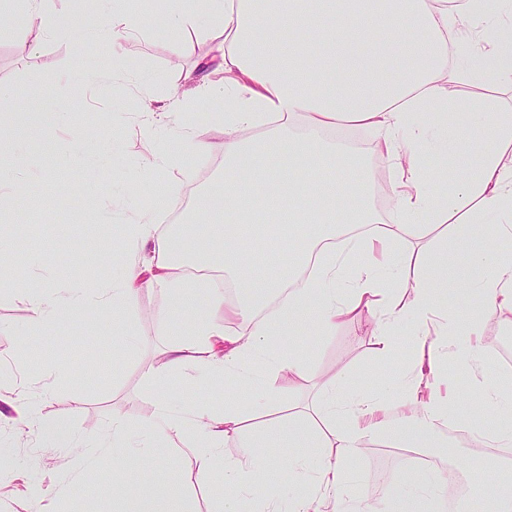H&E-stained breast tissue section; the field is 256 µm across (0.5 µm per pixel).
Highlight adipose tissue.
Returning a JSON list of instances; mask_svg holds the SVG:
<instances>
[{
	"mask_svg": "<svg viewBox=\"0 0 512 512\" xmlns=\"http://www.w3.org/2000/svg\"><path fill=\"white\" fill-rule=\"evenodd\" d=\"M51 0H0L14 29L33 46L67 36ZM173 55L186 53V32L212 42L200 56L201 74L185 90H174L161 105H144L137 115L143 140L165 127L200 153L221 152L224 184L201 195L199 213L223 216L205 229L197 261L181 249V232L156 237L158 212L179 202L168 186L150 207L137 209L126 235L122 274L90 287L79 281L47 285L29 294L30 326L39 330L94 309L127 312L139 295L164 289L170 313H191V341L168 347L150 368L160 378L193 364L194 380L211 383L249 379L255 362L270 361L272 373L303 375L296 357H277L281 336H303L308 326L323 334L362 312L378 322L381 355L393 349L394 326L402 314L413 328L419 368L398 389L367 395L339 380L324 387L307 406H289L287 416L258 426L246 416L268 410L280 389L252 385L248 401L225 399L220 408H197L189 420L173 415L171 400L159 393L153 414L131 421L112 416V459L156 465V451L192 459L203 482L218 492L221 512H239L248 495L256 512H418L416 495L440 501L446 475L406 470L391 481L381 500L348 499L349 465L367 448H444L443 425L451 417L452 393L442 392L441 368L453 358L480 365L492 345L488 322L512 324V261L498 258L490 237L512 239V109L484 98L488 83L512 87V0H168ZM84 33L108 43L114 59L144 33L139 15L125 0H113L107 14L87 12ZM224 106V141L198 140L185 118L190 102ZM268 127L265 138L246 141L245 128ZM356 126L377 134L375 151L392 169L391 210L373 205L372 176L355 154L326 135ZM431 137L435 151L450 155L451 190L439 199L425 192L414 142ZM288 224L290 238L309 245L294 264L281 265L267 235L253 224ZM447 225L448 237L429 246L414 287L401 283L408 258L397 244L406 236L428 235ZM220 271L195 281L182 273L189 263ZM263 275H255V264ZM238 297L227 306L225 286ZM474 306L465 324L448 315L449 297ZM242 331L227 332V316ZM40 394L26 382L13 388L19 432L39 431L57 446H70L75 433L65 416H45ZM483 408L492 420L482 433L487 447L512 448V404L486 393ZM237 437L238 456L224 457V443ZM291 448L284 456L282 448ZM312 449L309 457L297 456ZM283 475L275 484L267 470Z\"/></svg>",
	"mask_w": 512,
	"mask_h": 512,
	"instance_id": "ef3b65f1",
	"label": "adipose tissue"
}]
</instances>
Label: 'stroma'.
Here are the masks:
<instances>
[{"label": "stroma", "instance_id": "obj_1", "mask_svg": "<svg viewBox=\"0 0 512 512\" xmlns=\"http://www.w3.org/2000/svg\"><path fill=\"white\" fill-rule=\"evenodd\" d=\"M141 15L147 36L128 46L124 64L144 71L150 97L162 100L183 85L197 56L206 54L210 46L193 42L179 67H172V33L160 0H141ZM98 47V41L87 37L58 38L32 50L12 31L0 30V83L10 86L15 99L22 101L30 94V76L42 79L39 111L26 115V122H46L61 110L72 117L69 125L29 138L26 161L36 174L8 209L23 232L7 259L16 269L17 291L10 299H0V391L9 392L11 380L23 377L36 392L57 374L66 373L57 395L44 401V413L66 415L79 432L96 426L102 429V448L92 454L83 441L57 448L51 440L18 434L10 423L0 422V512H30L27 491L33 484L41 487L54 512H166L173 499L183 500L187 512H215L217 494L200 481L192 460L132 465L121 471L112 465V436L104 427L113 413L134 420L150 415L161 391L184 411L205 399L220 405L226 394L248 395L247 387L237 382L211 387L189 380L183 371L161 381L149 378L151 363L176 341L164 315L169 306L164 291L142 293L135 309L114 321H102L99 313L91 311L55 328L25 330L30 291L57 280L75 279L93 287L121 271L126 221L136 206L153 203L157 187L177 181L181 197L194 202L218 183L224 170L221 155L194 153L169 130H161L155 144L146 143L136 122L137 101L124 89L109 82L85 87L86 70L108 72L114 66L111 56L98 54ZM59 139L72 143V158L57 155L54 143ZM374 143L372 131L358 130L354 148L376 172L373 201L383 212L390 195L389 165L374 153ZM154 147L181 152L187 163L185 173L142 176ZM129 174L138 177L131 195L121 183ZM107 188L112 191L108 197L103 194ZM413 326L406 316L397 321L394 353L389 357L380 356L377 323L367 313L324 336L293 337L307 372L295 381L284 372L277 376L278 385L294 387L291 396L280 398V411H287L289 403L312 399L321 383L340 375L367 392L392 385L408 368ZM130 332L139 338V349L133 354L123 350V337ZM486 335L496 349L486 358L480 375H473L462 361L449 362L445 368L458 395L452 410L456 419L476 417L479 388L512 395V355L499 352L506 338L512 337V327L493 323ZM23 343L28 346L24 355L18 352ZM448 457L463 461L469 473L492 471L504 484L512 485V462L501 449L454 444ZM382 466L396 472L403 468L399 457L382 454L375 446L368 448L349 467L347 497H382L386 486L372 474L373 468ZM117 482L142 489V496L133 501L117 498L113 493ZM154 486L163 487L164 496L149 495Z\"/></svg>", "mask_w": 512, "mask_h": 512}]
</instances>
